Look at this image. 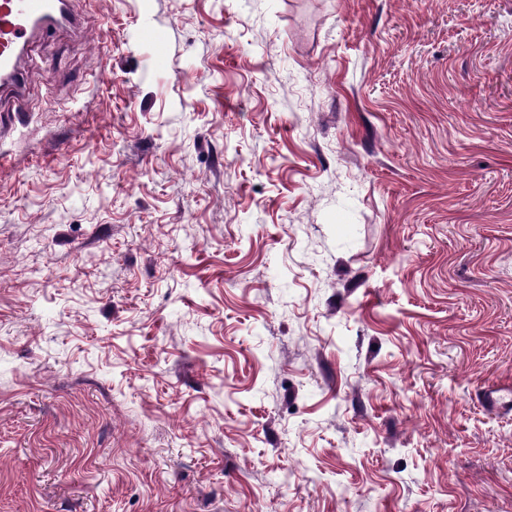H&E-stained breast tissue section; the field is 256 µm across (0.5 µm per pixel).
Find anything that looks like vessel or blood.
Wrapping results in <instances>:
<instances>
[{"mask_svg": "<svg viewBox=\"0 0 512 512\" xmlns=\"http://www.w3.org/2000/svg\"><path fill=\"white\" fill-rule=\"evenodd\" d=\"M73 0H0V89L22 99L26 77L19 59L34 35H51L58 28H79Z\"/></svg>", "mask_w": 512, "mask_h": 512, "instance_id": "obj_1", "label": "vessel or blood"}]
</instances>
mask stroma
Returning <instances> with one entry per match:
<instances>
[{
	"label": "stroma",
	"mask_w": 512,
	"mask_h": 512,
	"mask_svg": "<svg viewBox=\"0 0 512 512\" xmlns=\"http://www.w3.org/2000/svg\"><path fill=\"white\" fill-rule=\"evenodd\" d=\"M0 129V512H512V0H80Z\"/></svg>",
	"instance_id": "stroma-1"
}]
</instances>
